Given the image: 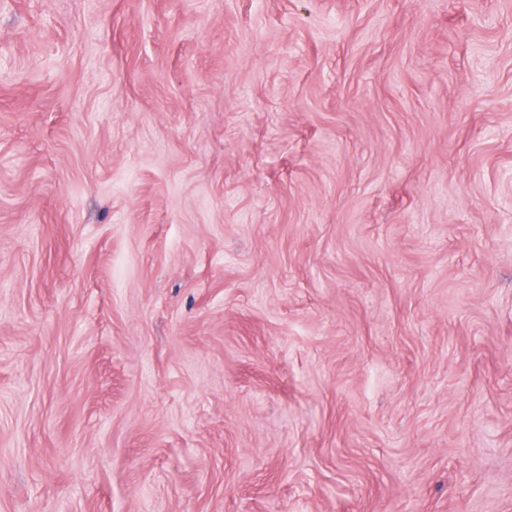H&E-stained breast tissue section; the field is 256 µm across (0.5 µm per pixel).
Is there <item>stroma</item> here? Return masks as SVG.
Segmentation results:
<instances>
[{"label":"stroma","instance_id":"obj_1","mask_svg":"<svg viewBox=\"0 0 512 512\" xmlns=\"http://www.w3.org/2000/svg\"><path fill=\"white\" fill-rule=\"evenodd\" d=\"M0 512H512V0H0Z\"/></svg>","mask_w":512,"mask_h":512}]
</instances>
